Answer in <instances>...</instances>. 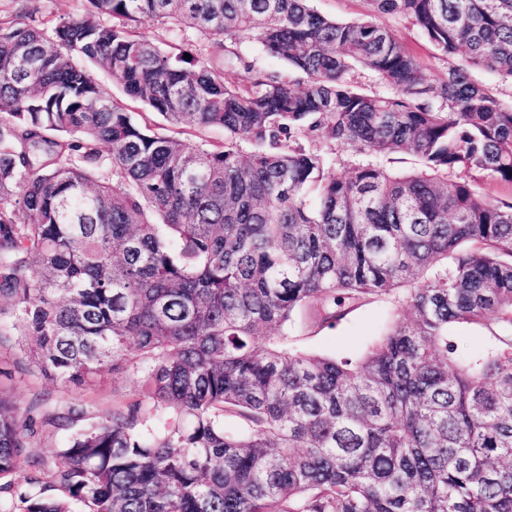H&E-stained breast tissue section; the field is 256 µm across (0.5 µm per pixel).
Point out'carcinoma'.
Returning a JSON list of instances; mask_svg holds the SVG:
<instances>
[{
  "label": "carcinoma",
  "mask_w": 512,
  "mask_h": 512,
  "mask_svg": "<svg viewBox=\"0 0 512 512\" xmlns=\"http://www.w3.org/2000/svg\"><path fill=\"white\" fill-rule=\"evenodd\" d=\"M0 10V345L131 402L0 397V512H512V0H83ZM448 62L430 80L382 27ZM202 39L186 60L139 24ZM246 40L290 71L262 70ZM164 120L140 122L78 60ZM371 73L384 88L360 81ZM222 128L195 144L164 132ZM407 151L329 173L321 144ZM405 311L358 359L299 348L359 301ZM481 330L472 354L456 333ZM241 421L224 429V417ZM68 432L53 460L28 448ZM38 12L36 20H59L77 13L82 8L80 0H38L33 4ZM313 7L321 14L338 20H351L364 9L363 0H312ZM381 21L420 57L432 79H440L446 75L448 68L446 60L439 59L435 55L430 44L408 21L396 15H384Z\"/></svg>",
  "instance_id": "1"
}]
</instances>
